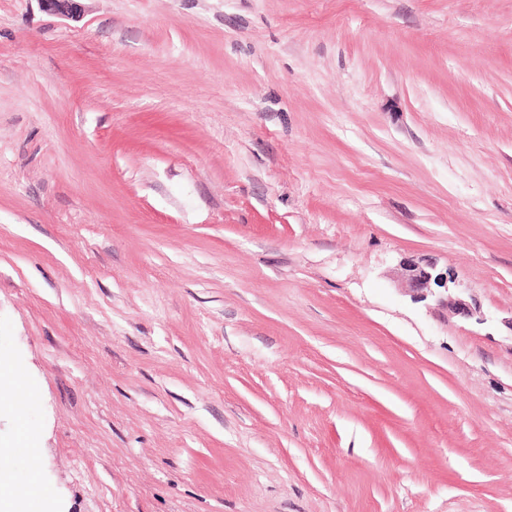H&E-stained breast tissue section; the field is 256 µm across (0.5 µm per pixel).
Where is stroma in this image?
Masks as SVG:
<instances>
[{
  "label": "stroma",
  "mask_w": 512,
  "mask_h": 512,
  "mask_svg": "<svg viewBox=\"0 0 512 512\" xmlns=\"http://www.w3.org/2000/svg\"><path fill=\"white\" fill-rule=\"evenodd\" d=\"M80 5L0 0L16 501L512 512V0ZM407 288L416 302H425L432 309H451L463 318H471L474 311L470 303L458 293L451 290L448 274L436 273L435 267L428 260H408L405 265ZM432 284L436 288H432Z\"/></svg>",
  "instance_id": "1"
}]
</instances>
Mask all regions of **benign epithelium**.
I'll return each mask as SVG.
<instances>
[{
    "label": "benign epithelium",
    "instance_id": "benign-epithelium-1",
    "mask_svg": "<svg viewBox=\"0 0 512 512\" xmlns=\"http://www.w3.org/2000/svg\"><path fill=\"white\" fill-rule=\"evenodd\" d=\"M44 11L65 17L74 16L77 0H39ZM409 291L417 302H424L432 309H451L455 314L470 318L474 311L470 303L460 294L451 291L450 279L435 271L429 261L420 259L406 263Z\"/></svg>",
    "mask_w": 512,
    "mask_h": 512
}]
</instances>
